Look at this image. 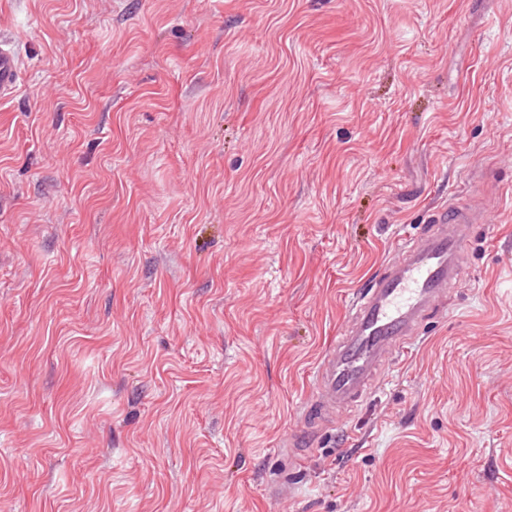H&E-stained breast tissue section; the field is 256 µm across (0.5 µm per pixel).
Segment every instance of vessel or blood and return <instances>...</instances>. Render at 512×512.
I'll use <instances>...</instances> for the list:
<instances>
[{
    "mask_svg": "<svg viewBox=\"0 0 512 512\" xmlns=\"http://www.w3.org/2000/svg\"><path fill=\"white\" fill-rule=\"evenodd\" d=\"M20 76L14 44L0 38L1 98L16 91ZM479 220L478 210L452 202L418 233L398 239L384 272L357 293L341 336L316 366L302 424L289 439L293 453L388 384L391 366L425 322L447 309L461 280L466 242Z\"/></svg>",
    "mask_w": 512,
    "mask_h": 512,
    "instance_id": "b4317fda",
    "label": "vessel or blood"
}]
</instances>
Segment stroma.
Wrapping results in <instances>:
<instances>
[{
  "instance_id": "obj_1",
  "label": "stroma",
  "mask_w": 512,
  "mask_h": 512,
  "mask_svg": "<svg viewBox=\"0 0 512 512\" xmlns=\"http://www.w3.org/2000/svg\"><path fill=\"white\" fill-rule=\"evenodd\" d=\"M0 34V512H512V0H0ZM469 199L447 314L291 466L353 297ZM19 55L14 44L0 38V97L12 95L20 82Z\"/></svg>"
}]
</instances>
